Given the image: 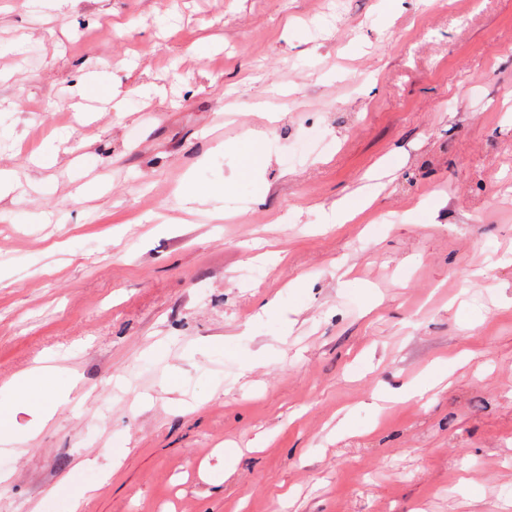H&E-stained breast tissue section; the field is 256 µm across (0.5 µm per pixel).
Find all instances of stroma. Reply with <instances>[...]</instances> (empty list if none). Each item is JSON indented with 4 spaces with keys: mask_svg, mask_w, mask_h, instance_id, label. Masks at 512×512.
<instances>
[{
    "mask_svg": "<svg viewBox=\"0 0 512 512\" xmlns=\"http://www.w3.org/2000/svg\"><path fill=\"white\" fill-rule=\"evenodd\" d=\"M0 169V512H512V0H0ZM35 392L38 393L41 399L60 393L52 380L38 370L34 371L22 382L18 395L21 398L30 400Z\"/></svg>",
    "mask_w": 512,
    "mask_h": 512,
    "instance_id": "obj_1",
    "label": "stroma"
}]
</instances>
